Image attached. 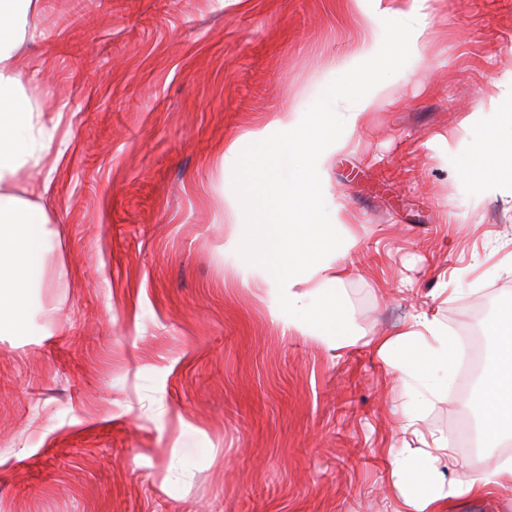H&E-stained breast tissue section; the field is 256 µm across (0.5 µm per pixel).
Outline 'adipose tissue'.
<instances>
[{"mask_svg":"<svg viewBox=\"0 0 512 512\" xmlns=\"http://www.w3.org/2000/svg\"><path fill=\"white\" fill-rule=\"evenodd\" d=\"M357 4L366 38L342 68L338 82L322 90L319 111L289 110L275 119L285 129L279 142L266 148L245 144L247 165L232 209L234 223L247 227L234 239L237 250L281 286L280 317L299 329L327 332L340 348L349 343L347 325L336 298L326 295L325 289L342 282L341 259L356 240L342 232V209L325 211L324 166L332 153L346 146L383 88L374 76L384 55L376 34L394 13L385 0H357ZM38 5L39 0H0V324L17 335L28 331V294L43 282L47 252L45 210L19 192L21 173L40 167L52 141L27 93L34 76L16 66ZM343 95L351 99V107L335 112L334 127H325L321 113L335 111ZM452 153L455 173L476 189L512 179V137H501L497 126H487L481 140L453 147ZM488 334L494 354L482 374L473 411L482 420L485 447L495 448L512 435L511 307L489 323ZM377 346L386 365L401 379L438 372L449 379L454 376L457 338L427 315L414 317L379 339ZM447 458L446 443L437 440L392 453L395 487L406 512H453L460 500L486 498L512 485L511 456L465 483L446 477L442 466Z\"/></svg>","mask_w":512,"mask_h":512,"instance_id":"1","label":"adipose tissue"}]
</instances>
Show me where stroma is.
Listing matches in <instances>:
<instances>
[{"label":"stroma","mask_w":512,"mask_h":512,"mask_svg":"<svg viewBox=\"0 0 512 512\" xmlns=\"http://www.w3.org/2000/svg\"><path fill=\"white\" fill-rule=\"evenodd\" d=\"M420 55L326 168L357 240L352 342L285 327L230 239L241 140L315 110L364 32L354 0H40L17 66L61 150L24 173L48 215L29 332L0 330V512H395L419 396L377 352L420 313L512 304V185L474 193L449 144L512 102V0H429ZM425 437L452 439L459 380Z\"/></svg>","instance_id":"obj_1"}]
</instances>
